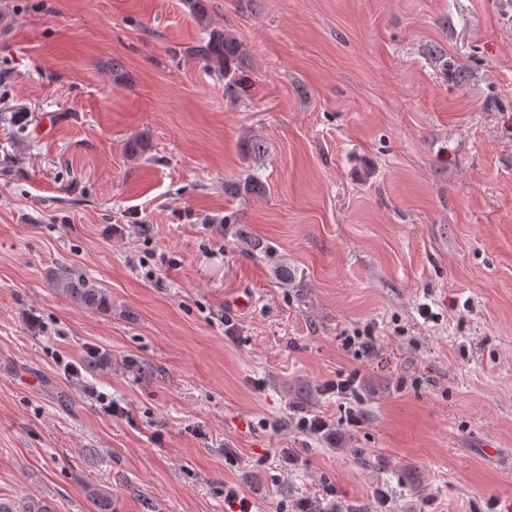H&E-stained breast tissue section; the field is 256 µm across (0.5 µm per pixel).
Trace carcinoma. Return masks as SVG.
<instances>
[{
	"label": "carcinoma",
	"instance_id": "cac0c4a2",
	"mask_svg": "<svg viewBox=\"0 0 512 512\" xmlns=\"http://www.w3.org/2000/svg\"><path fill=\"white\" fill-rule=\"evenodd\" d=\"M189 12L204 30V36L188 48V54L203 63L207 69L224 78L225 90L236 99L243 92L239 72L246 58V48L233 34L211 27L209 0H186ZM151 150L143 136L130 139L125 144L128 158L138 160ZM55 291L82 308L94 311L112 310V298L95 280L82 275L67 264H61L48 276ZM92 512H114L112 493L103 487L88 489ZM0 512H54L50 504L41 499L29 498L18 504L0 499Z\"/></svg>",
	"mask_w": 512,
	"mask_h": 512
}]
</instances>
